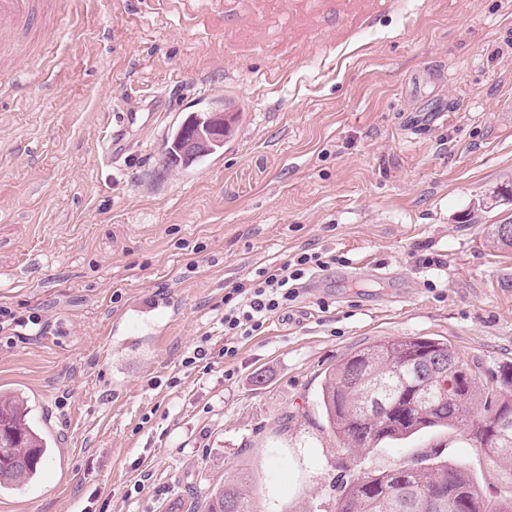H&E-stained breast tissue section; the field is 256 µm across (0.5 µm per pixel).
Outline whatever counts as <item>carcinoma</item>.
<instances>
[{"label":"carcinoma","instance_id":"1","mask_svg":"<svg viewBox=\"0 0 512 512\" xmlns=\"http://www.w3.org/2000/svg\"><path fill=\"white\" fill-rule=\"evenodd\" d=\"M207 134L195 153L184 150L193 133ZM232 128L218 112H196L166 139L165 163L188 168L224 148ZM457 371L469 375L467 390L456 392L448 382ZM480 371L464 363L448 343L435 338L402 337L351 352L326 372L321 406L342 448L362 454L383 442L406 439L422 430L462 425L489 459L501 480L512 484V428L490 445L489 431L501 416L512 413V367L500 370L498 389L485 394L483 412L472 411L481 394ZM48 451L47 437L37 430L27 402L0 391V489L32 480ZM393 483L403 494L386 493ZM440 494L432 512H512V499L489 507L469 473L438 457L424 468L398 466L358 475L336 498L335 512H420L419 504ZM184 512H258L248 478L215 485L200 502L193 497Z\"/></svg>","mask_w":512,"mask_h":512}]
</instances>
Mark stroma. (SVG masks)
Instances as JSON below:
<instances>
[{"instance_id":"1","label":"stroma","mask_w":512,"mask_h":512,"mask_svg":"<svg viewBox=\"0 0 512 512\" xmlns=\"http://www.w3.org/2000/svg\"><path fill=\"white\" fill-rule=\"evenodd\" d=\"M50 65L0 102V390L53 441L0 512H181L239 469L259 512H334L360 472L440 455L507 496L467 430L342 450L325 373L383 339L435 338L482 383L512 363V0H60ZM176 111L104 164L106 102L131 85ZM229 108L223 154L163 167L169 128ZM309 247L337 261L291 320L224 345V295ZM173 297L143 345L111 321ZM208 367L185 366L198 346ZM31 324L32 329H37L35 335L38 336L43 330V325L41 324V320L38 317L29 316L26 320L23 318H17L15 314L5 307H0V334L3 336H9L8 338H13L11 335L16 336L15 333H18L16 330L18 327H27L28 324Z\"/></svg>"}]
</instances>
